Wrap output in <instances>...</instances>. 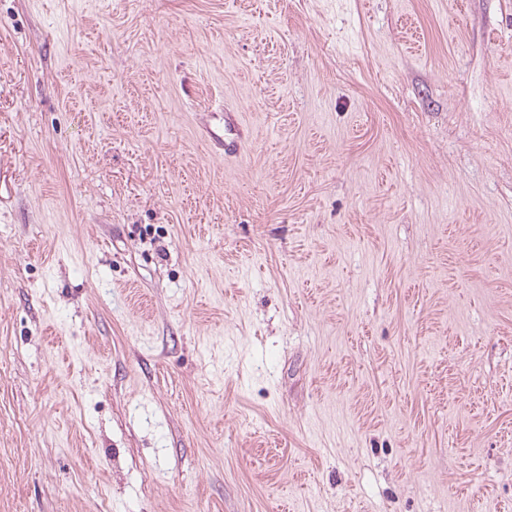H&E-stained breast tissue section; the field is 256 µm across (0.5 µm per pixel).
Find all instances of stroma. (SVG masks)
<instances>
[{
  "instance_id": "obj_1",
  "label": "stroma",
  "mask_w": 512,
  "mask_h": 512,
  "mask_svg": "<svg viewBox=\"0 0 512 512\" xmlns=\"http://www.w3.org/2000/svg\"><path fill=\"white\" fill-rule=\"evenodd\" d=\"M0 512H512V0H0ZM235 113L225 112L224 109L214 111L212 116L219 122L222 120V129L218 127L216 130H208L214 144L224 150L225 159L237 158L244 148L242 131Z\"/></svg>"
}]
</instances>
